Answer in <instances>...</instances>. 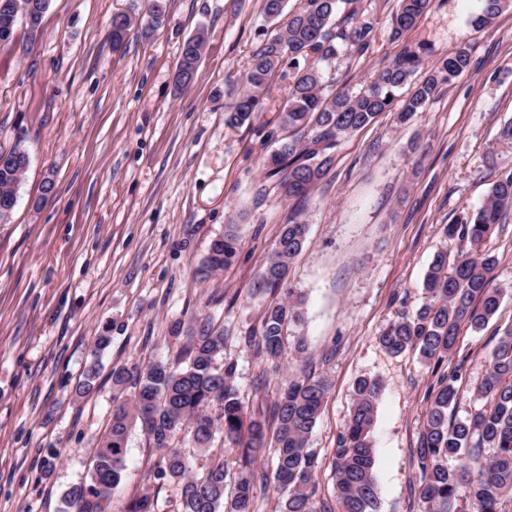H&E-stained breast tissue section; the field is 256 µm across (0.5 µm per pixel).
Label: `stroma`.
<instances>
[{"instance_id":"stroma-1","label":"stroma","mask_w":512,"mask_h":512,"mask_svg":"<svg viewBox=\"0 0 512 512\" xmlns=\"http://www.w3.org/2000/svg\"><path fill=\"white\" fill-rule=\"evenodd\" d=\"M397 4L355 0L376 23L374 40L364 55L323 63L335 89L357 91L407 48H425L429 65L467 40L473 63L413 120L385 112L340 139L302 203L281 197L262 166L274 144L257 130L274 128L277 112L258 113L251 127L225 123L226 92L241 87L264 22L261 0H167L157 32L132 27L117 49L113 15L141 18L147 0H50L36 36L21 23L0 46V150L18 143L30 156L11 219L0 224V512H68L65 495L89 483L91 451L109 425L113 368L170 360L172 323L189 327L205 315L224 330L248 412L267 413L306 366L330 379L307 442L319 463L318 498H335L334 448L356 380L379 379L378 512H422L413 451L433 367L412 351L389 354L378 336L425 302L437 253L467 248L445 225L477 209L512 167V147L499 137L512 122V0L486 28L472 24L480 0H433L399 34ZM201 28L198 76L176 88L180 49ZM291 215L308 226L286 277L305 298L303 322L270 361L244 344L272 300L251 285ZM232 219L241 239L234 263L200 278L211 241ZM482 250L496 259L504 295L483 329L460 328L451 362L460 368L461 418L481 408L473 387L512 328V214ZM105 327L112 343L97 388L79 395ZM156 460L133 428L113 501L148 486L155 512H167L175 489L155 484Z\"/></svg>"}]
</instances>
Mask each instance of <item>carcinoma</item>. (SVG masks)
<instances>
[{"mask_svg":"<svg viewBox=\"0 0 512 512\" xmlns=\"http://www.w3.org/2000/svg\"><path fill=\"white\" fill-rule=\"evenodd\" d=\"M8 10L0 14V34L8 41L19 20L29 32L40 31L50 0H0ZM288 0H263L265 20L283 16ZM341 0H301L282 26H265L257 32L258 44L245 75V90H228L226 122L242 126L262 111L270 84L276 77L287 80L288 92L280 113L279 129L261 130L268 140L278 139L277 149L266 158L268 176L279 178L282 195L303 199L327 173L336 147L345 135L372 124L383 112L407 122L425 111L440 86L468 71L473 48L467 41L439 58L424 79L411 83L422 65L420 53L404 50L373 81L357 92H328L333 80L324 77L321 63L344 52L362 55L374 39L375 22L352 11L335 25ZM432 0H398L395 32L410 28L431 6ZM479 26L493 23L506 0H482ZM166 0H149L143 26L155 31L165 21ZM131 27L125 14L112 17L110 37L118 48ZM206 45L200 29L183 44L176 66L175 83L191 84L197 75ZM408 87L400 100L397 92ZM27 152L15 146L0 151V223L11 216L17 189L29 167ZM512 209V171L491 186L483 205L454 224L445 235L468 240L470 249L454 257L438 253L425 276L426 303L413 316L390 323L378 337L389 353L415 350L434 361L438 373L429 394L414 455L420 470L419 500L424 512H508L512 496V329L505 332L490 352L483 378L475 391L486 401L483 408L460 419L453 415L459 400L457 369L443 367L454 352L461 325L477 330L493 318L503 289L494 284L496 259L481 251L482 243L502 224ZM308 225L288 218L275 249L252 285L255 292L279 291L269 304L259 327L245 344L260 355L277 358L285 331L303 320V297L285 287L288 265L302 250ZM240 246L238 225L232 221L224 235L214 239L202 264L207 275L232 264ZM225 337L209 316L198 317L185 345L172 360L146 368L112 369V387L120 394L112 409L110 427L93 449L91 483L72 487L67 504L75 512H155L149 490L133 494L110 509L112 489L125 467L131 429L139 425L152 447L160 451L154 479L178 488L177 512H254L257 488L267 483L256 462L272 444L274 479L279 493L274 512H377L373 475L374 448L371 432L376 402L382 392L375 378H360L354 386L346 428L336 441L334 480L337 509L315 497L317 458L307 440L331 382L309 373L288 383L272 411L275 427L267 435L265 421L247 417L236 386V363L217 360L224 352ZM180 430L190 434L194 447L205 458L202 473L193 471L189 458L171 446ZM223 445L214 447L216 433ZM493 449V455L485 449Z\"/></svg>","mask_w":512,"mask_h":512,"instance_id":"cac0c4a2","label":"carcinoma"}]
</instances>
